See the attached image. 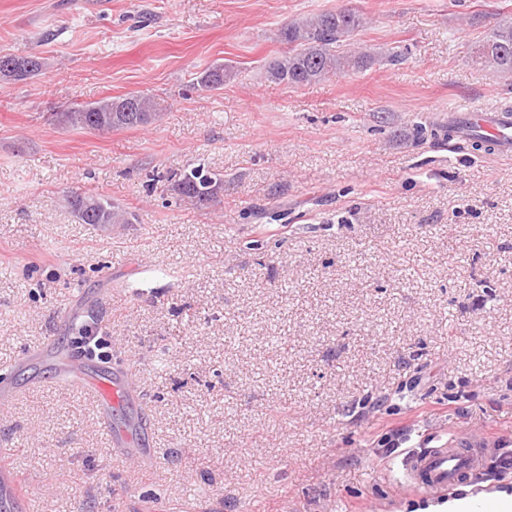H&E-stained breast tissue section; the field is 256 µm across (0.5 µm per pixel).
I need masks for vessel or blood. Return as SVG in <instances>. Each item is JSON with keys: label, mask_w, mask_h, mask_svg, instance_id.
<instances>
[{"label": "vessel or blood", "mask_w": 512, "mask_h": 512, "mask_svg": "<svg viewBox=\"0 0 512 512\" xmlns=\"http://www.w3.org/2000/svg\"><path fill=\"white\" fill-rule=\"evenodd\" d=\"M449 124L459 134L481 135L493 154L512 155V113L476 111L449 114ZM64 385L85 390L96 401L102 413L120 406L131 385L128 376L110 377L88 373L87 369L71 370ZM491 452L486 438L459 444L449 440L435 448L407 453L402 461L404 485L419 493H444L484 466ZM27 498L17 476L0 466V512H11L14 505L26 504Z\"/></svg>", "instance_id": "1"}]
</instances>
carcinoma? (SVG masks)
Listing matches in <instances>:
<instances>
[{
    "mask_svg": "<svg viewBox=\"0 0 512 512\" xmlns=\"http://www.w3.org/2000/svg\"><path fill=\"white\" fill-rule=\"evenodd\" d=\"M363 26V17L353 9L327 11L310 18L295 21L284 27L281 39L290 45L288 52L272 61L266 69L269 81L284 83L290 87L311 84L331 74L351 70H363L374 65L397 62L402 53H376L368 49L350 50L347 41ZM476 63L497 76L512 82V18L498 23L492 33L478 47ZM235 76L233 67L217 65L196 80L205 90H220L224 83ZM114 99L105 98L89 104L90 110L78 105L68 114V124L85 128L87 113L102 114L111 111ZM220 175L193 168L176 180L179 194L199 202L214 197L221 184ZM109 215L76 213L84 224H127L129 220L114 205H108Z\"/></svg>",
    "mask_w": 512,
    "mask_h": 512,
    "instance_id": "1",
    "label": "carcinoma"
}]
</instances>
